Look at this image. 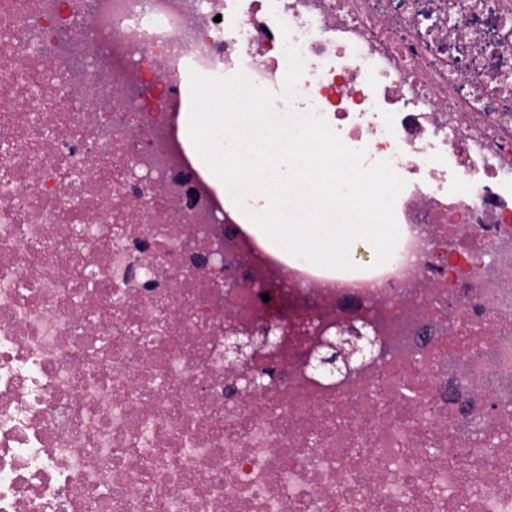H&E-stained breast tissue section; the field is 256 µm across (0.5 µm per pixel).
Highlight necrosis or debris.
Here are the masks:
<instances>
[{
	"label": "necrosis or debris",
	"mask_w": 512,
	"mask_h": 512,
	"mask_svg": "<svg viewBox=\"0 0 512 512\" xmlns=\"http://www.w3.org/2000/svg\"><path fill=\"white\" fill-rule=\"evenodd\" d=\"M288 42L297 108L405 180L400 238L353 271L249 239L228 295L196 273L198 170L142 143L192 69L285 111ZM268 288L374 320L384 359L323 379L291 341L225 395L224 323ZM510 385L512 0H0V512H512Z\"/></svg>",
	"instance_id": "necrosis-or-debris-1"
}]
</instances>
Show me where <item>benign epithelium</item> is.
<instances>
[{"instance_id": "benign-epithelium-1", "label": "benign epithelium", "mask_w": 512, "mask_h": 512, "mask_svg": "<svg viewBox=\"0 0 512 512\" xmlns=\"http://www.w3.org/2000/svg\"><path fill=\"white\" fill-rule=\"evenodd\" d=\"M200 251L204 254L199 263L203 279L212 287H223L227 292L236 287L233 275L235 252L224 238L222 225L208 227L201 238ZM290 333L308 343L305 366L322 376L348 373L352 365L377 360L382 353L376 327L369 320L362 321L360 326L354 322L338 325L332 332L311 324L301 314L291 320L285 315H270L258 329L229 319L224 323V366L234 370L233 384L244 391L262 385L267 372L252 370L258 354H274Z\"/></svg>"}]
</instances>
